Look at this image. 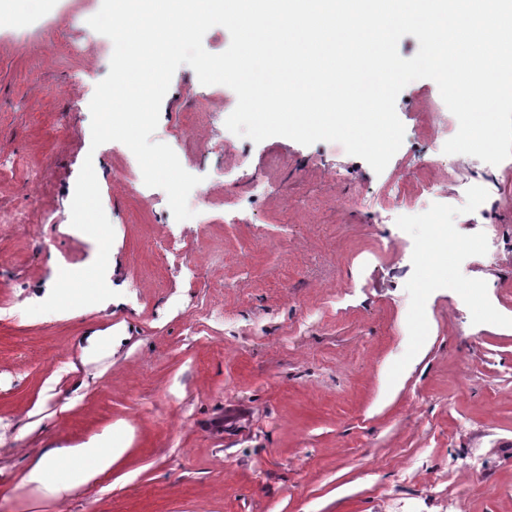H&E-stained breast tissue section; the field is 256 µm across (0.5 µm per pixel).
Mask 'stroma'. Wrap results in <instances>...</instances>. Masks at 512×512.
<instances>
[{"instance_id":"stroma-1","label":"stroma","mask_w":512,"mask_h":512,"mask_svg":"<svg viewBox=\"0 0 512 512\" xmlns=\"http://www.w3.org/2000/svg\"><path fill=\"white\" fill-rule=\"evenodd\" d=\"M100 6L79 7L81 57L63 25L0 40V152L16 159L0 217L31 215L0 220V512H512V158L444 154L458 121L429 79L399 94L405 137L382 173L336 142L256 144L225 126L235 92L183 65L154 138L193 144L186 169L219 204L174 223L165 191L127 186L128 147L91 145L113 53L86 24ZM89 155L116 296L26 314L97 257L64 221ZM425 180L458 246L418 264L428 225L354 197ZM490 224L487 264L467 246ZM107 427L110 471L61 497L25 483L46 450Z\"/></svg>"}]
</instances>
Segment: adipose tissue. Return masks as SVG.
Returning <instances> with one entry per match:
<instances>
[{
  "label": "adipose tissue",
  "mask_w": 512,
  "mask_h": 512,
  "mask_svg": "<svg viewBox=\"0 0 512 512\" xmlns=\"http://www.w3.org/2000/svg\"><path fill=\"white\" fill-rule=\"evenodd\" d=\"M118 451L111 431L73 448H58L45 453L25 476L26 483L53 484L64 495L94 480L112 467Z\"/></svg>",
  "instance_id": "obj_1"
}]
</instances>
